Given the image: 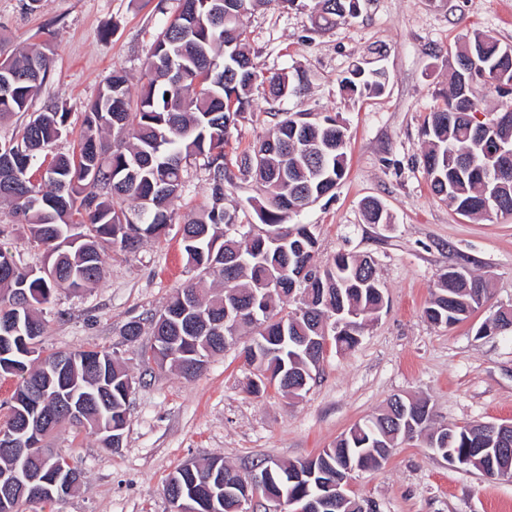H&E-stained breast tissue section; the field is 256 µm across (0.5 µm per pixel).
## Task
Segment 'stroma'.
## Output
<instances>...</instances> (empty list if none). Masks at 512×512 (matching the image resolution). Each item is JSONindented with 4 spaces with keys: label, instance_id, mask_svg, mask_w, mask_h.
Segmentation results:
<instances>
[{
    "label": "stroma",
    "instance_id": "35a3bbf8",
    "mask_svg": "<svg viewBox=\"0 0 512 512\" xmlns=\"http://www.w3.org/2000/svg\"><path fill=\"white\" fill-rule=\"evenodd\" d=\"M179 0H0V37L24 47L50 39L54 64L27 113L0 123L10 138L52 102L65 105L70 135L53 150L70 152L73 134L113 67L132 87L142 63ZM247 49L267 73L303 74L301 97L269 101L252 91L253 108L232 128L227 149L238 153L265 137L271 112H331L348 128L346 174L332 195L302 212L315 227L320 256L370 257L385 293L377 320L348 352H329L306 392L247 390L253 372L241 347L211 357L194 379L144 356L153 342L148 322L178 288L194 281L181 249L179 225L134 253L105 257L107 277L78 293L58 292L44 307L45 352L105 349L134 381L119 447H103L85 431L63 427L46 441L81 473L75 489L25 512H172L165 483L177 468L214 458L247 476L264 460H303L355 423L378 413L394 395L427 400L437 427L512 419V337L480 336L486 311L450 328L423 314L440 273L463 267L487 278L490 305L512 306V215L474 220L437 198L421 165L422 127L448 89V60L458 40L488 31L512 45V0H360L355 17L314 31L308 14L276 5L248 14ZM371 60L389 82L372 97H345L341 77ZM227 206L243 224L258 223L259 185L233 173ZM378 201L384 224L366 223L363 204ZM143 330L128 341V322ZM356 496L376 512H512V479L485 478L455 467L425 440L398 443L380 465L357 473Z\"/></svg>",
    "mask_w": 512,
    "mask_h": 512
}]
</instances>
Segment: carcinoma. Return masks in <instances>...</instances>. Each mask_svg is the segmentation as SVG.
I'll list each match as a JSON object with an SVG mask.
<instances>
[{"label": "carcinoma", "mask_w": 512, "mask_h": 512, "mask_svg": "<svg viewBox=\"0 0 512 512\" xmlns=\"http://www.w3.org/2000/svg\"><path fill=\"white\" fill-rule=\"evenodd\" d=\"M272 1L308 10L316 31L335 28L359 8V0H179V10L157 34L143 63L146 81L136 108H131L126 71L113 69L85 112L77 145L68 154L55 155L39 183L22 161L52 150L67 132L66 108L54 104L34 113L15 137L0 141V158L11 163L0 170V202L9 204L12 221L26 225L29 240L51 256L47 266L23 268L11 250L0 246V319L18 325L14 351L0 356V373L17 378L13 395L27 401L33 413L55 417L39 442L70 425L108 446L100 429L110 426L124 432L133 380L109 351L82 348L68 352L76 358L75 366L47 380L63 354H43L45 323L38 306L50 303L59 290L77 292L102 282L106 252H134L145 240L166 234L178 218L187 264L202 277L224 280V293L210 297L193 284L185 286L151 317L152 336L165 337L171 361L187 379L197 376L189 371V362L224 351L222 344L207 346L202 335L210 332L203 331L196 310L206 321H218L224 319V307L236 304L243 310L240 322L220 326L221 333L231 336L250 326L267 345L281 335V326L288 327L297 340L278 346L277 353L259 356L255 370L260 387L250 392L274 387L295 396L293 377L315 367L299 340L318 335L323 316H336L341 305L358 315L351 319L352 326L330 332L334 347L350 351L359 342L364 322L382 310L384 291L374 264L342 252L322 262L312 225L289 223L291 216L332 193L345 174L347 128L337 115L273 112L264 139L233 157L226 150L231 126L252 108L253 86L266 87L270 99L277 101L296 95L303 81L287 73L269 76L245 52L243 18ZM506 48L488 32H470L448 71V92L423 126L427 149L421 163L430 188L465 217L512 214V165L505 170L491 156L474 119L482 110L476 92L482 75L467 71L473 55L486 68L512 75V53ZM52 63L46 43L14 56L0 49V86H9L0 96V120L27 111ZM386 81L385 72L355 64L340 87L349 96L379 94ZM197 158L208 171L207 203L179 216L174 202L185 186L184 164ZM233 167L263 187L257 225L239 223L224 207ZM126 202L130 206H124ZM364 212L369 224L388 222L376 201L366 203ZM275 295L298 297L299 305L288 311L273 303ZM489 295L483 278L468 272L454 278L445 271L424 316L434 325L451 327L468 319V306L488 302ZM62 388L80 416L59 410ZM401 438L381 412L353 425L334 447L313 458L267 462L271 474L261 494L304 495L326 486L323 472L341 471L358 457L368 466L378 445H386L389 455ZM486 439L481 425L467 423L457 427L446 449L437 446L433 451L443 458L449 452L464 455L470 469L483 473L493 466L512 477V456L499 458L493 449L480 447ZM224 468L221 460L192 473L177 470L166 488L176 483L183 497L200 496V512L211 508L213 491L219 494L217 512H236V500L224 497L218 487Z\"/></svg>", "instance_id": "carcinoma-1"}]
</instances>
